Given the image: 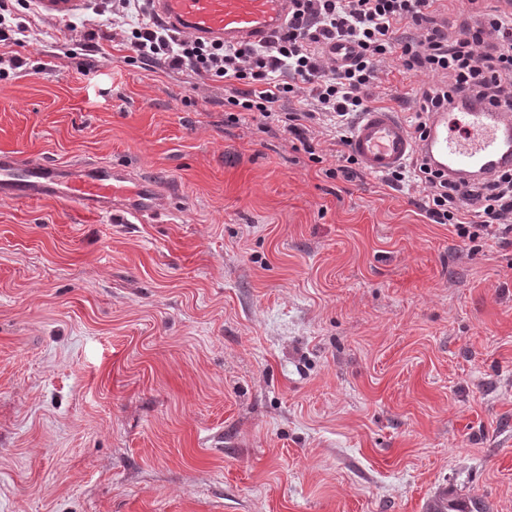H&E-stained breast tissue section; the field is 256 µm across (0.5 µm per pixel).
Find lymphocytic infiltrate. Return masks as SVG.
<instances>
[{"instance_id":"1","label":"lymphocytic infiltrate","mask_w":512,"mask_h":512,"mask_svg":"<svg viewBox=\"0 0 512 512\" xmlns=\"http://www.w3.org/2000/svg\"><path fill=\"white\" fill-rule=\"evenodd\" d=\"M442 0H292L285 25L263 41L224 44L184 34L158 22L151 0H112V27L137 60L228 85L229 122L240 114L280 124L315 154L312 123L332 118L336 139L348 121L368 111L380 67L398 62L408 73L444 75V84L418 88L421 118L415 140L427 134L426 113L478 106L512 112V13L486 14L478 26L453 33ZM351 55L337 63L330 46ZM391 188L414 181L425 194V213L453 225L469 241L512 234V167L461 186L424 157L382 177Z\"/></svg>"}]
</instances>
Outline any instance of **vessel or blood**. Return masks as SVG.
Instances as JSON below:
<instances>
[{"instance_id":"b4317fda","label":"vessel or blood","mask_w":512,"mask_h":512,"mask_svg":"<svg viewBox=\"0 0 512 512\" xmlns=\"http://www.w3.org/2000/svg\"><path fill=\"white\" fill-rule=\"evenodd\" d=\"M290 0H153L170 27L227 44L256 42L279 30ZM348 149L364 170L385 174L414 153L452 175H485L512 165L511 112L432 113L428 135L415 141L396 113L371 110L355 123ZM170 182L138 177L106 161L67 165L0 152V196L21 202L52 200L69 208L133 224L158 213Z\"/></svg>"}]
</instances>
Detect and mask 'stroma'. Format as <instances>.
<instances>
[{
	"instance_id": "1",
	"label": "stroma",
	"mask_w": 512,
	"mask_h": 512,
	"mask_svg": "<svg viewBox=\"0 0 512 512\" xmlns=\"http://www.w3.org/2000/svg\"><path fill=\"white\" fill-rule=\"evenodd\" d=\"M72 13L0 0V152L180 191L143 224L0 198V512H512V245ZM439 80L386 62L377 106Z\"/></svg>"
}]
</instances>
